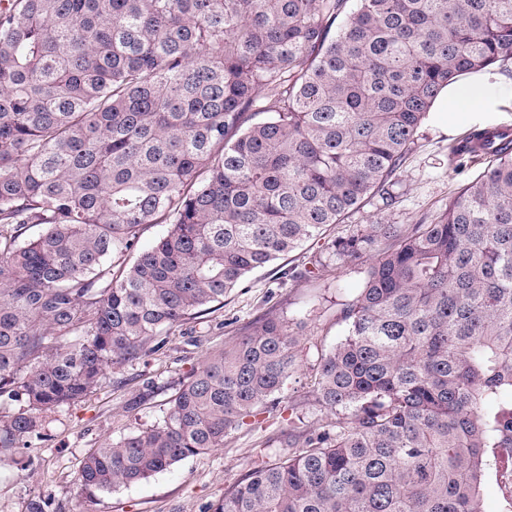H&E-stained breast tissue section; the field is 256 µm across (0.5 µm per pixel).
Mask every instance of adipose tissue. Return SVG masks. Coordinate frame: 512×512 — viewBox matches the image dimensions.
Returning a JSON list of instances; mask_svg holds the SVG:
<instances>
[{"mask_svg":"<svg viewBox=\"0 0 512 512\" xmlns=\"http://www.w3.org/2000/svg\"><path fill=\"white\" fill-rule=\"evenodd\" d=\"M510 101L512 84L504 83L495 69L466 73L440 91L430 118L444 130L463 120L494 122Z\"/></svg>","mask_w":512,"mask_h":512,"instance_id":"ef3b65f1","label":"adipose tissue"}]
</instances>
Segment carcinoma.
<instances>
[{
    "instance_id": "obj_1",
    "label": "carcinoma",
    "mask_w": 512,
    "mask_h": 512,
    "mask_svg": "<svg viewBox=\"0 0 512 512\" xmlns=\"http://www.w3.org/2000/svg\"><path fill=\"white\" fill-rule=\"evenodd\" d=\"M512 64V0H0V457L108 370L224 302L391 188L439 90ZM416 224L327 245L369 260L321 356L347 415L288 435L208 512H479L512 448V138ZM146 224L163 234L139 245ZM268 317L210 354L163 420L106 442L88 492L146 481L224 438L299 367ZM26 512H54L51 494Z\"/></svg>"
}]
</instances>
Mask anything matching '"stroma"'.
Wrapping results in <instances>:
<instances>
[{
    "instance_id": "obj_1",
    "label": "stroma",
    "mask_w": 512,
    "mask_h": 512,
    "mask_svg": "<svg viewBox=\"0 0 512 512\" xmlns=\"http://www.w3.org/2000/svg\"><path fill=\"white\" fill-rule=\"evenodd\" d=\"M450 134L423 120L395 189L396 200H375L333 231L345 237L364 225L414 224L447 205L450 191L474 175L448 173ZM320 265L305 276L311 260ZM366 275L362 262L346 263L329 254L323 241L250 274L224 300L222 308L166 336L164 345L141 359L109 372L103 386L78 405L52 416L49 438L27 449L22 461L0 464V512H25L27 501L49 492L56 512H204L258 466L287 456V434L306 433L335 422L316 401L314 382L322 354L341 338L342 310L350 292ZM276 316L300 336V370L277 398L261 405L227 436L222 448L191 456L149 480L111 493L83 492L77 476L84 456L107 440L159 421L179 382L209 352L232 343L249 323Z\"/></svg>"
}]
</instances>
